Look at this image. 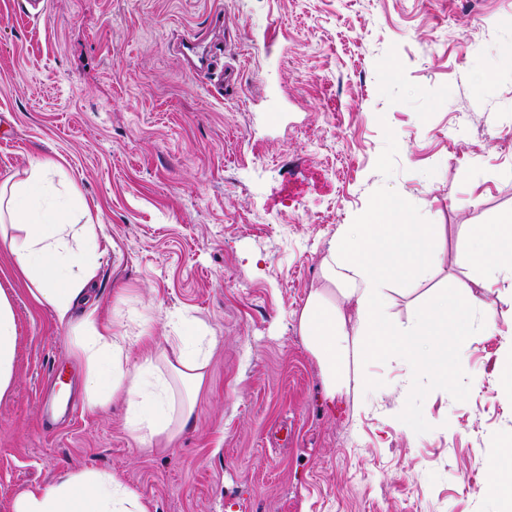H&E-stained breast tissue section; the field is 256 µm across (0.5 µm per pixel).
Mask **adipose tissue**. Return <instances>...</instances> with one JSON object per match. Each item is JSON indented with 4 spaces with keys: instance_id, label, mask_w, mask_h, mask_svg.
<instances>
[{
    "instance_id": "ef3b65f1",
    "label": "adipose tissue",
    "mask_w": 512,
    "mask_h": 512,
    "mask_svg": "<svg viewBox=\"0 0 512 512\" xmlns=\"http://www.w3.org/2000/svg\"><path fill=\"white\" fill-rule=\"evenodd\" d=\"M54 168L46 159L24 180L0 185V223L15 230L0 238V244L12 255L34 302L50 307L59 324H71L75 307L85 304L76 356L84 365L87 391L96 393L101 383H108L111 393L123 394L129 402L133 434L149 442L171 440L190 423L195 408L189 401L176 402L170 378L201 386L212 349L195 334L180 336L176 362L166 372L145 330L139 336L143 353L130 358L127 338L101 319L97 306L86 303L97 239L92 225L74 224L64 209L46 202V181ZM474 231L482 239L481 248L470 255L480 271L478 287L512 290V214L496 224L475 225ZM429 237L424 224L411 225L404 233L392 224H351L330 239L322 277L352 305L354 316L346 318L316 291L300 320L301 332L330 381L346 382L349 358L375 353L409 356L436 380L447 379L448 335L464 326L481 298L469 290L445 289L419 308L406 330L393 326L387 314L389 293L396 285L391 275L395 255H411L424 274L439 264V256L426 248ZM16 344L12 306L0 292V395L12 382ZM12 512H149V507L115 475L85 470L55 484L27 488L15 497Z\"/></svg>"
}]
</instances>
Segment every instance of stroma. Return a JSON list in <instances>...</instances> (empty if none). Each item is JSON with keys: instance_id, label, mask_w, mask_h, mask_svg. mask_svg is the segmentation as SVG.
<instances>
[{"instance_id": "obj_1", "label": "stroma", "mask_w": 512, "mask_h": 512, "mask_svg": "<svg viewBox=\"0 0 512 512\" xmlns=\"http://www.w3.org/2000/svg\"><path fill=\"white\" fill-rule=\"evenodd\" d=\"M188 36L222 41L236 88L187 67ZM43 158L49 200L97 226L115 331L217 345L191 423L143 444L124 397L91 406L73 328L0 246V512L76 470L151 512H498L480 489L512 436L511 291L484 294L496 327L472 311L441 385L385 355L332 389L300 315L346 224L431 228L441 262L392 291L395 326L477 277L471 225L512 212V0H0V182ZM17 331L7 296L0 291V395L10 387L16 352Z\"/></svg>"}]
</instances>
